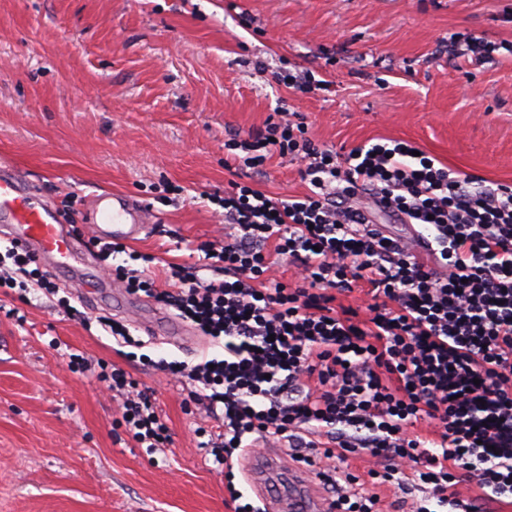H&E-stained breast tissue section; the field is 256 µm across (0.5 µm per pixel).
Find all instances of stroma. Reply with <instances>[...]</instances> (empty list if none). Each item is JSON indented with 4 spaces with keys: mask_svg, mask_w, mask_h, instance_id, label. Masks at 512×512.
<instances>
[{
    "mask_svg": "<svg viewBox=\"0 0 512 512\" xmlns=\"http://www.w3.org/2000/svg\"><path fill=\"white\" fill-rule=\"evenodd\" d=\"M455 33L496 49L451 55ZM296 70L328 90L277 81ZM281 109L320 145L411 141L452 171L512 185V0H0V168L22 172L84 242L94 196L145 204L155 230L126 249L152 255L158 282L172 264L213 278L199 247L224 236L211 199L231 182L306 193L290 157L250 176L224 147ZM40 267L56 295L0 291V512H234L197 435L218 420L160 367L221 345L170 339L134 322L115 288L81 297V273ZM105 317L142 340V359L118 354ZM73 354L153 390L171 445L140 448Z\"/></svg>",
    "mask_w": 512,
    "mask_h": 512,
    "instance_id": "35a3bbf8",
    "label": "stroma"
}]
</instances>
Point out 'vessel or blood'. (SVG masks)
<instances>
[{
  "label": "vessel or blood",
  "instance_id": "b4317fda",
  "mask_svg": "<svg viewBox=\"0 0 512 512\" xmlns=\"http://www.w3.org/2000/svg\"><path fill=\"white\" fill-rule=\"evenodd\" d=\"M146 210L131 195L108 193L100 197L96 218L90 224L92 239L99 244L132 242L148 235ZM0 236L27 246L39 258L69 266L92 261L93 256L66 225L57 223L52 208L35 201L24 179L14 172L0 174ZM327 500L312 493L306 477L288 474V491L271 512H328Z\"/></svg>",
  "mask_w": 512,
  "mask_h": 512
}]
</instances>
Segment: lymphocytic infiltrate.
Listing matches in <instances>:
<instances>
[{
  "label": "lymphocytic infiltrate",
  "instance_id": "obj_1",
  "mask_svg": "<svg viewBox=\"0 0 512 512\" xmlns=\"http://www.w3.org/2000/svg\"><path fill=\"white\" fill-rule=\"evenodd\" d=\"M304 130L284 115L232 140L249 169L291 156L308 191L279 199L233 184L219 201L224 239L203 247L223 279L174 266L162 287L115 268L128 291L224 341L214 362L167 369L222 422L207 446L235 512H262L242 503L235 458L283 445L330 489L331 512H380L382 486L411 495L410 512H478L455 491L464 480L512 500V185L451 171L406 141L339 153ZM365 194L413 236L383 233L358 204ZM33 262L6 246L0 288L54 290ZM284 264L295 287L275 275ZM357 289L364 310L338 305ZM97 376L123 395L133 439L167 448L154 396L122 369Z\"/></svg>",
  "mask_w": 512,
  "mask_h": 512
}]
</instances>
